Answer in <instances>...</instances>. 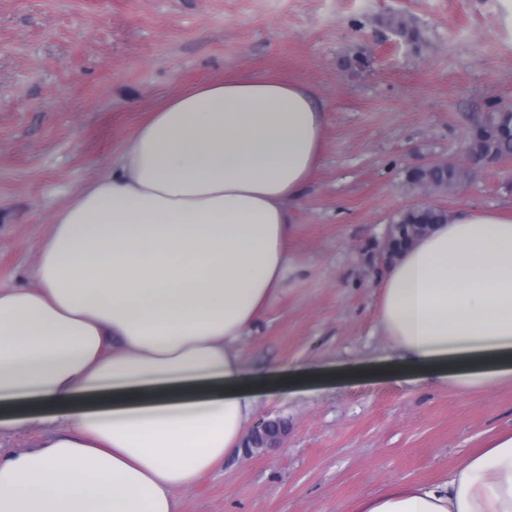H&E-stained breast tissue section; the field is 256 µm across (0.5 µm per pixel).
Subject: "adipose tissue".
I'll use <instances>...</instances> for the list:
<instances>
[{
  "instance_id": "1",
  "label": "adipose tissue",
  "mask_w": 512,
  "mask_h": 512,
  "mask_svg": "<svg viewBox=\"0 0 512 512\" xmlns=\"http://www.w3.org/2000/svg\"><path fill=\"white\" fill-rule=\"evenodd\" d=\"M324 108L305 84L254 75L166 99L108 171L61 207L35 284L0 288V512H176L242 450L272 375L240 345L282 288L294 207L317 169ZM378 323L392 374L462 395L512 379V209L464 207L387 267ZM348 512H512V432L443 484L391 485ZM55 430V427L45 424L39 427L25 428L20 431L1 430L0 448H11L16 451L34 448Z\"/></svg>"
}]
</instances>
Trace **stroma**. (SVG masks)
I'll list each match as a JSON object with an SVG mask.
<instances>
[{"label": "stroma", "instance_id": "1", "mask_svg": "<svg viewBox=\"0 0 512 512\" xmlns=\"http://www.w3.org/2000/svg\"><path fill=\"white\" fill-rule=\"evenodd\" d=\"M421 32L402 41L389 21ZM364 70L345 61L356 53ZM268 74L325 109L322 158L296 210L291 270L242 343L244 374L307 371L259 418L273 448L225 458L177 512H344L395 483H442L512 430V381L459 395L386 375L378 325L388 224L427 203L414 164L466 163L492 105L512 106L504 0H0V287H30L55 212L110 168L137 126L186 85ZM447 210L512 208V161L473 170Z\"/></svg>", "mask_w": 512, "mask_h": 512}]
</instances>
